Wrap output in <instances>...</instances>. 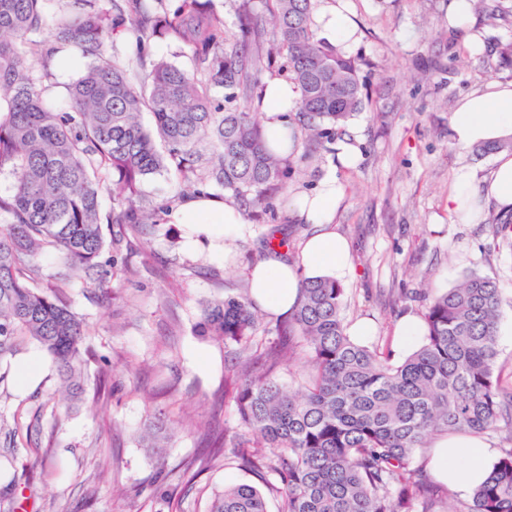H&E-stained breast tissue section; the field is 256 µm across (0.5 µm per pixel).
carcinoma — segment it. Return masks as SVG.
I'll return each mask as SVG.
<instances>
[{
  "mask_svg": "<svg viewBox=\"0 0 512 512\" xmlns=\"http://www.w3.org/2000/svg\"><path fill=\"white\" fill-rule=\"evenodd\" d=\"M52 2L0 0V175L12 179L0 193V362L36 344L80 400L92 326L68 289L80 280L110 294L130 272L112 255L115 241L166 222L145 183L174 174V200L221 189L258 221L292 170L331 150L369 98L363 60L317 38V0H263L262 14L253 0H231L230 39L204 0H178L172 10L165 0H80L56 15L46 37ZM128 33L143 47L182 45L190 65L161 59L139 72L109 50ZM71 58L84 68L64 84L57 67ZM278 63L299 91L286 158L268 141L263 113L238 105L260 97ZM105 225L118 230L107 236ZM501 304L495 279L466 275L429 299L423 336L400 362L389 345L349 335L345 289L334 277L301 281L295 308L272 327L262 326L247 289L208 305L199 333L239 346L234 447L239 466L260 481L224 486L209 512H269L271 496L279 512H512V390L496 370ZM262 354L268 368L251 369ZM296 356L309 368L300 392L275 376ZM502 430L511 446L465 498L416 466L441 435ZM9 437L32 442L22 416H13ZM166 439L165 421L153 417L143 446L159 454Z\"/></svg>",
  "mask_w": 512,
  "mask_h": 512,
  "instance_id": "obj_1",
  "label": "carcinoma"
}]
</instances>
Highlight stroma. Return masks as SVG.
Segmentation results:
<instances>
[{
    "instance_id": "stroma-1",
    "label": "stroma",
    "mask_w": 512,
    "mask_h": 512,
    "mask_svg": "<svg viewBox=\"0 0 512 512\" xmlns=\"http://www.w3.org/2000/svg\"><path fill=\"white\" fill-rule=\"evenodd\" d=\"M360 34L351 53L364 61L361 74L372 103L356 114L358 159L336 164L323 152L292 172L274 211L234 241L227 256L186 251L181 225L162 224L148 237L127 236L119 257L133 270L112 293L70 290L73 306L95 325L87 337L84 402L60 414L50 393L59 381L50 358L28 346L0 363V451L9 445L15 413L32 424L38 450H19L0 487L10 488L14 512H206L208 499L225 484L253 482L239 469L234 448L207 462L199 431L208 423L235 429L236 406L224 394V363L235 347L198 335L202 308L247 285V272L266 256L259 240L278 230L288 239V258L300 257L312 228L288 206L293 191L310 192L335 172L344 195L333 227L351 246V269L341 277L346 326L374 325L365 344L389 343L403 359L397 328L419 317L425 290H445L465 275L495 278L504 302L499 322L498 365L512 375V232L493 236L495 207L476 223L448 211V193L462 168L487 177L494 155L459 147L450 120L458 101L493 82H511L512 68L497 63L501 44L512 42V0H484L475 29L454 31L448 0H347ZM506 11L490 25L486 13ZM120 59H166L188 64V51L157 41L140 47L117 40ZM407 292L406 308L391 298ZM38 370L25 384L18 373L30 361ZM172 411V438L163 455L141 446L138 436L155 411Z\"/></svg>"
}]
</instances>
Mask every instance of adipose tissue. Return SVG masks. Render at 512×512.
<instances>
[{
  "mask_svg": "<svg viewBox=\"0 0 512 512\" xmlns=\"http://www.w3.org/2000/svg\"><path fill=\"white\" fill-rule=\"evenodd\" d=\"M318 36L339 48H352L357 28L346 14L345 0H329L313 16ZM298 94L285 78L271 74L255 107L262 112L269 137L289 144L292 120L289 115ZM451 130L457 144L469 147L512 137V82L494 83L467 96L451 117ZM485 203L498 211H512V152H501L490 177L483 181ZM341 188L336 179L324 178L310 195L292 194L289 202L297 220L312 225L301 258L291 263L280 255L257 262L249 272L251 296L266 313L284 316L294 306L303 279L344 274L350 269L348 244L332 230ZM169 223L188 226V251L217 254L223 243L241 236L245 220L240 208L219 198L200 195L185 197L167 215ZM496 456L485 439L456 434L439 438L428 454L427 470L437 481L459 493L471 492L491 469Z\"/></svg>",
  "mask_w": 512,
  "mask_h": 512,
  "instance_id": "adipose-tissue-1",
  "label": "adipose tissue"
}]
</instances>
